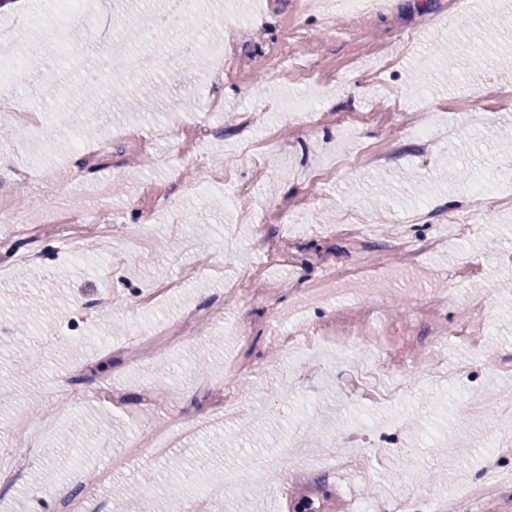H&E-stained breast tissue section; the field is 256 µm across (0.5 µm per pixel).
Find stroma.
I'll return each mask as SVG.
<instances>
[{
    "mask_svg": "<svg viewBox=\"0 0 512 512\" xmlns=\"http://www.w3.org/2000/svg\"><path fill=\"white\" fill-rule=\"evenodd\" d=\"M51 2L0 9V61H37L12 86L29 129L0 121V196L23 217L32 193L60 219L92 210L106 230L75 256L46 227L0 223V243L32 259L0 275V462L22 464L0 512H59L75 494L112 512L113 487L149 469L165 501L226 475L224 512H397L402 498L429 512L431 492L512 512V483L495 481L512 475L497 446L512 428V204L473 196L478 173L512 192V108L486 100L512 90V0L327 17L301 0H198L193 24L165 28V0H89L66 25ZM246 18L254 34L215 84L210 52ZM132 25L155 65L116 97L106 47ZM90 84L72 121L65 90ZM215 96L223 113L204 107ZM411 111L430 135L407 127ZM200 123L202 165L180 148ZM443 288L486 298L479 344L448 335ZM216 306L223 320L204 319ZM191 311L187 339L131 360ZM273 326L308 342L272 369ZM358 328L380 347L341 342ZM439 335L447 372L421 382L414 356ZM296 441L299 471L259 484Z\"/></svg>",
    "mask_w": 512,
    "mask_h": 512,
    "instance_id": "stroma-1",
    "label": "stroma"
}]
</instances>
